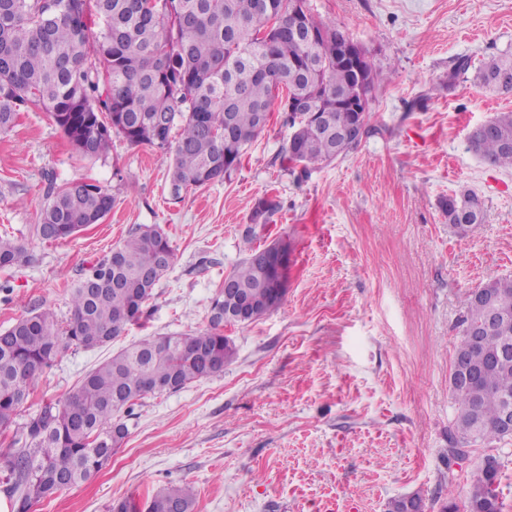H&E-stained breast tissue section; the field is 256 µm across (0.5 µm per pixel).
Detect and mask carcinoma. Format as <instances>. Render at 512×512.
I'll list each match as a JSON object with an SVG mask.
<instances>
[{"label":"carcinoma","mask_w":512,"mask_h":512,"mask_svg":"<svg viewBox=\"0 0 512 512\" xmlns=\"http://www.w3.org/2000/svg\"><path fill=\"white\" fill-rule=\"evenodd\" d=\"M296 0H0V132L10 130L22 110L43 109L83 157L100 159L112 136L131 147L150 146L169 160L174 195L190 187L231 180L247 146L267 127L265 113L280 103L285 125L296 128L280 154L287 168L308 172L358 147L343 131L360 122L352 105L370 104L389 76L365 58L358 83L336 59L346 31L305 8V32L294 34ZM320 40L311 44L305 33ZM480 83L512 92V56L491 60ZM305 100L300 116H288L286 100ZM233 129L225 133L224 117ZM512 111L476 128L471 149L487 164L512 168ZM108 189L75 181L51 184L34 235L65 241L98 224L112 211ZM448 223L466 233L483 218V203L471 193L441 203ZM276 202L261 198L251 215L247 256L226 277L239 288L256 321L284 296L279 274L261 260L278 238L253 247L256 227H266ZM175 250L156 226H140L97 260L71 288L72 315L58 326L48 310L23 316L0 331V429L7 430L36 382L72 346L108 345L144 317L153 290L172 267ZM27 243L0 237V270L32 262ZM512 336V279L491 281ZM224 294L210 306L205 330L149 336L124 348L83 378L64 400L47 403L23 425V440L0 451L7 474L0 487L19 502L18 512L64 488L89 480L128 434L121 412L155 390L177 392L220 373L236 358L224 336ZM461 325L468 329L485 312L473 294L462 299ZM501 331L492 329L476 346L461 336L456 355L479 370L458 383L450 372L455 416L449 451L463 457L477 442L507 439L499 427L503 400L512 399V356L493 365ZM499 476L477 465L470 479L469 512H501ZM188 484L159 488L142 504L123 499L109 512H194Z\"/></svg>","instance_id":"cac0c4a2"}]
</instances>
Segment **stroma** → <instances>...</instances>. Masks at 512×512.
I'll return each mask as SVG.
<instances>
[{"label":"stroma","mask_w":512,"mask_h":512,"mask_svg":"<svg viewBox=\"0 0 512 512\" xmlns=\"http://www.w3.org/2000/svg\"><path fill=\"white\" fill-rule=\"evenodd\" d=\"M360 45L389 83L371 101L369 133L344 158L299 179L279 153L281 114L252 142L231 180L172 197L167 165L148 146L113 139L80 157L49 113H19L0 134V236L25 239L34 263L0 271V331L49 308L71 318L83 270L140 225L168 235L176 259L143 326L107 346L72 348L22 408L69 395L103 360L145 336L206 329L212 299L245 255L255 202L279 209L257 243L292 244L288 288L263 318L225 327L237 357L220 374L149 395L122 418L128 435L91 480L33 502L30 512H108L192 483L195 512H386L419 493L430 512H467L470 473L497 454L503 512H512V438L448 452L455 415L449 373L464 295L512 279V169L490 166L471 132L512 93L480 87L491 58L512 54V0H308ZM469 61L465 74L452 70ZM105 186L111 213L62 242L33 239L49 183ZM471 192L484 219L467 233L440 203Z\"/></svg>","instance_id":"35a3bbf8"}]
</instances>
